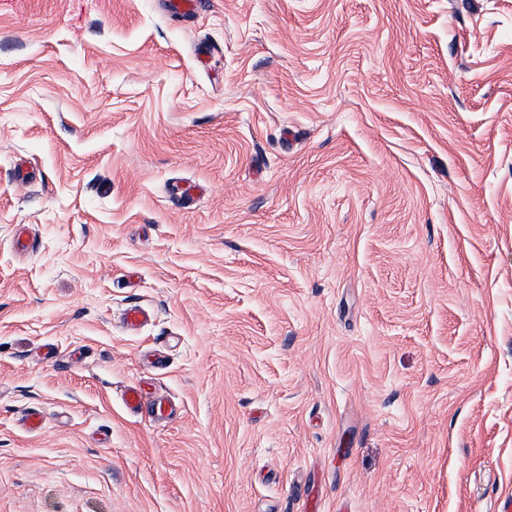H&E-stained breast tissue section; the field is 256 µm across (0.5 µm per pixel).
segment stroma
Here are the masks:
<instances>
[{"label":"stroma","mask_w":512,"mask_h":512,"mask_svg":"<svg viewBox=\"0 0 512 512\" xmlns=\"http://www.w3.org/2000/svg\"><path fill=\"white\" fill-rule=\"evenodd\" d=\"M164 2L0 0V512H499L512 0ZM123 401L126 410L132 416H142L146 411L152 420L160 421L171 413L167 397L156 387L147 391L138 386H131L126 390Z\"/></svg>","instance_id":"obj_1"}]
</instances>
